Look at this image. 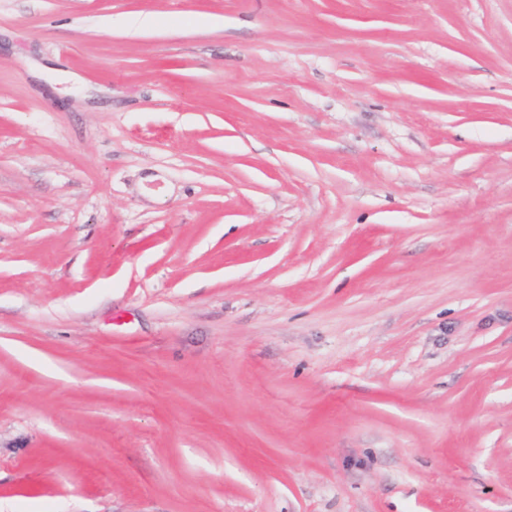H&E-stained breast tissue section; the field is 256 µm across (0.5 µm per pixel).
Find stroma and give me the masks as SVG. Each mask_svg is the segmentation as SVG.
Listing matches in <instances>:
<instances>
[{
	"mask_svg": "<svg viewBox=\"0 0 512 512\" xmlns=\"http://www.w3.org/2000/svg\"><path fill=\"white\" fill-rule=\"evenodd\" d=\"M0 512H512V0H0Z\"/></svg>",
	"mask_w": 512,
	"mask_h": 512,
	"instance_id": "35a3bbf8",
	"label": "stroma"
}]
</instances>
